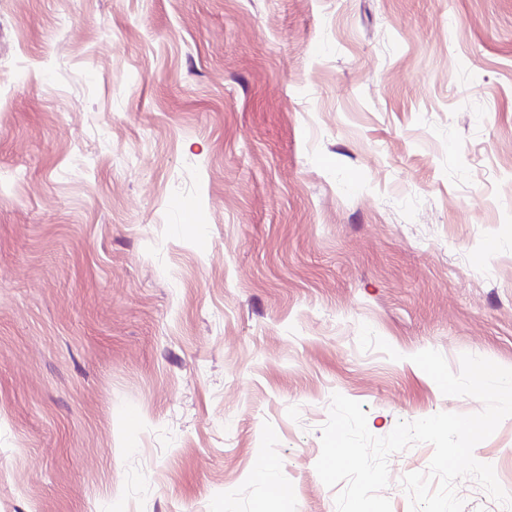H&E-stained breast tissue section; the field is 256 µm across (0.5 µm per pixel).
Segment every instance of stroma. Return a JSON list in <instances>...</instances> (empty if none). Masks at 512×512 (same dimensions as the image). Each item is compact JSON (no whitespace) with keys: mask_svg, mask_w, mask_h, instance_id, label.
I'll return each instance as SVG.
<instances>
[{"mask_svg":"<svg viewBox=\"0 0 512 512\" xmlns=\"http://www.w3.org/2000/svg\"><path fill=\"white\" fill-rule=\"evenodd\" d=\"M425 349L512 368V0H0V512H336Z\"/></svg>","mask_w":512,"mask_h":512,"instance_id":"35a3bbf8","label":"stroma"}]
</instances>
